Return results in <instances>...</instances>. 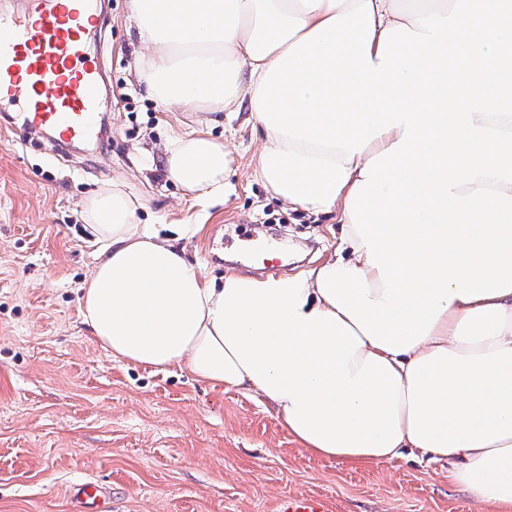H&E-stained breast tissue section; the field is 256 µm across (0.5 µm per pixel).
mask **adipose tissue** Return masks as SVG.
I'll use <instances>...</instances> for the list:
<instances>
[{
    "label": "adipose tissue",
    "instance_id": "1",
    "mask_svg": "<svg viewBox=\"0 0 512 512\" xmlns=\"http://www.w3.org/2000/svg\"><path fill=\"white\" fill-rule=\"evenodd\" d=\"M135 69L172 112L244 102L271 199L340 211V249L295 276L215 279L139 224L118 185L85 200L99 261L81 318L114 357L244 388L309 453L410 450L512 512V0H130ZM161 157L220 198L206 132Z\"/></svg>",
    "mask_w": 512,
    "mask_h": 512
}]
</instances>
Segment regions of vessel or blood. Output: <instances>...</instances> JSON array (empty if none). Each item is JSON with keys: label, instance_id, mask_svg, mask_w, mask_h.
I'll return each mask as SVG.
<instances>
[{"label": "vessel or blood", "instance_id": "1", "mask_svg": "<svg viewBox=\"0 0 512 512\" xmlns=\"http://www.w3.org/2000/svg\"><path fill=\"white\" fill-rule=\"evenodd\" d=\"M32 11L0 14V104L20 106L25 125L59 139L93 135L104 102L99 74L86 62L93 0H34ZM76 512H108L95 485L73 491ZM276 512H329L313 495H288Z\"/></svg>", "mask_w": 512, "mask_h": 512}]
</instances>
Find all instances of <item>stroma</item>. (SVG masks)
<instances>
[{
    "mask_svg": "<svg viewBox=\"0 0 512 512\" xmlns=\"http://www.w3.org/2000/svg\"><path fill=\"white\" fill-rule=\"evenodd\" d=\"M94 11L106 20L87 45L109 75L105 136L62 147L0 106V512H74L82 482L99 484L112 512H275L288 494L323 496L330 512H485L447 462L312 455L259 395L125 363L92 337L80 299L97 252L82 206L100 187L138 198L137 223L198 225L186 255L211 276L256 274L244 254L264 240L289 251L267 274L292 275L342 234L338 214L268 198L247 106L167 111L135 74L129 0H94ZM198 130L232 153L223 200L184 197L161 166L169 138Z\"/></svg>",
    "mask_w": 512,
    "mask_h": 512,
    "instance_id": "1",
    "label": "stroma"
}]
</instances>
